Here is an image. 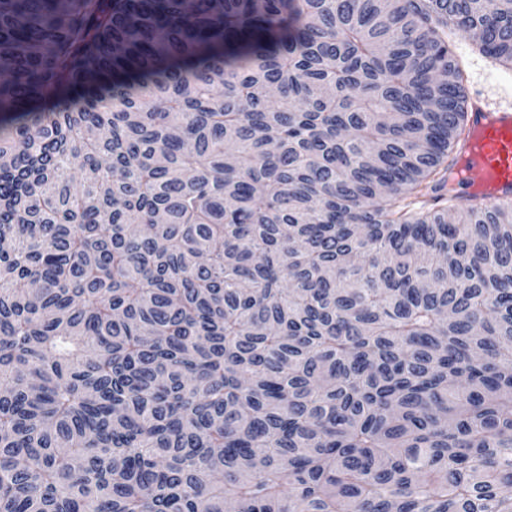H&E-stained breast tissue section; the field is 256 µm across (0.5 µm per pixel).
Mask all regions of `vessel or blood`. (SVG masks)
Segmentation results:
<instances>
[{
    "instance_id": "vessel-or-blood-1",
    "label": "vessel or blood",
    "mask_w": 512,
    "mask_h": 512,
    "mask_svg": "<svg viewBox=\"0 0 512 512\" xmlns=\"http://www.w3.org/2000/svg\"><path fill=\"white\" fill-rule=\"evenodd\" d=\"M453 199L512 202V105L467 106V134L450 171Z\"/></svg>"
}]
</instances>
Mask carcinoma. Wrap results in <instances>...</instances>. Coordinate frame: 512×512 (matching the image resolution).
Masks as SVG:
<instances>
[{"mask_svg": "<svg viewBox=\"0 0 512 512\" xmlns=\"http://www.w3.org/2000/svg\"><path fill=\"white\" fill-rule=\"evenodd\" d=\"M461 31L512 67V0H0V512H512Z\"/></svg>", "mask_w": 512, "mask_h": 512, "instance_id": "obj_1", "label": "carcinoma"}]
</instances>
